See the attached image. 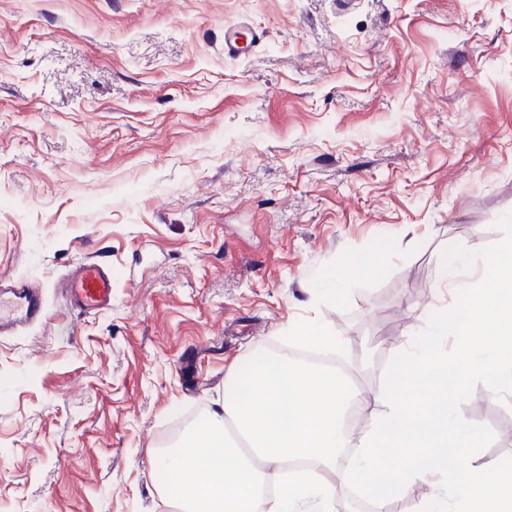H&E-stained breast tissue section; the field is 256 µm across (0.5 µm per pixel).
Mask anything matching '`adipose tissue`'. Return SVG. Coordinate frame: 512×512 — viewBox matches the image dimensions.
Segmentation results:
<instances>
[{
  "instance_id": "ef3b65f1",
  "label": "adipose tissue",
  "mask_w": 512,
  "mask_h": 512,
  "mask_svg": "<svg viewBox=\"0 0 512 512\" xmlns=\"http://www.w3.org/2000/svg\"><path fill=\"white\" fill-rule=\"evenodd\" d=\"M459 312V324L439 323L438 336L400 347L371 399L342 370L254 353L248 388L230 374L205 428L158 455L157 470L173 477L162 498L173 512H335L338 486L357 473L378 478L364 487L375 512H391L417 482L432 488L417 512H512L511 466L449 463L482 437L453 409L469 379L488 376L495 395L512 400V241L492 286L475 285ZM345 448L356 451L349 473L336 469ZM295 459L315 466L285 471Z\"/></svg>"
}]
</instances>
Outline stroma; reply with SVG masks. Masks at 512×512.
I'll use <instances>...</instances> for the list:
<instances>
[{
  "label": "stroma",
  "mask_w": 512,
  "mask_h": 512,
  "mask_svg": "<svg viewBox=\"0 0 512 512\" xmlns=\"http://www.w3.org/2000/svg\"><path fill=\"white\" fill-rule=\"evenodd\" d=\"M511 239L512 0H0V275L48 314L0 338V512H169L162 433L233 364L326 333L373 393ZM86 257L97 314L50 289ZM490 389L467 455L512 465ZM245 26L242 22L237 21L230 24H226L224 27V55L228 57L238 58L245 53L249 44L254 40L260 39L263 32H254L252 34L249 43L244 47L240 44V31Z\"/></svg>",
  "instance_id": "1"
}]
</instances>
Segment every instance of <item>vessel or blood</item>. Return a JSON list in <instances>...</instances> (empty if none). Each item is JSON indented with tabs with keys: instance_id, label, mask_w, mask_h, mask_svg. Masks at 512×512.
<instances>
[{
	"instance_id": "b4317fda",
	"label": "vessel or blood",
	"mask_w": 512,
	"mask_h": 512,
	"mask_svg": "<svg viewBox=\"0 0 512 512\" xmlns=\"http://www.w3.org/2000/svg\"><path fill=\"white\" fill-rule=\"evenodd\" d=\"M242 22L224 27V54L240 57L245 52L240 43ZM112 271L104 262L85 259L76 263L55 283L66 301L83 313H98L112 306ZM47 310L44 290L19 277H0V335L26 326L43 324Z\"/></svg>"
}]
</instances>
